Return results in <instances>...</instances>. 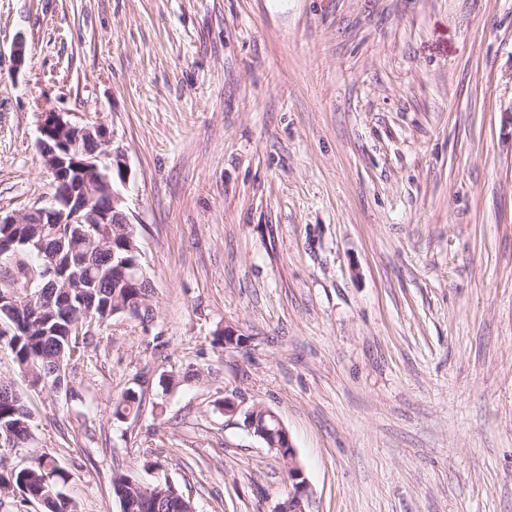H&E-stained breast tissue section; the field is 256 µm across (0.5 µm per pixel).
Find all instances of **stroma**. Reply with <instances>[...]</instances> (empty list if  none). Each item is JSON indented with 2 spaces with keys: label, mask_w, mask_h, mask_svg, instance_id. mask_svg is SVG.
<instances>
[{
  "label": "stroma",
  "mask_w": 512,
  "mask_h": 512,
  "mask_svg": "<svg viewBox=\"0 0 512 512\" xmlns=\"http://www.w3.org/2000/svg\"><path fill=\"white\" fill-rule=\"evenodd\" d=\"M45 112L123 148L154 319L66 389L0 344L33 413L7 467L52 452L79 512H121L117 471L275 512L260 405L306 512H512V0H0V211L53 191ZM141 404L142 396L136 390L129 388L115 403V415L121 419L136 418L140 413ZM254 410H255V414H254L253 418L247 422L246 426L250 430H252L256 436L264 437L265 433L261 429H258L256 432H254V429L257 427V420H256L257 413H258V411L262 410L263 413L266 415L264 417V423H265V427L267 428L266 433H267V438H268V440H266L265 438H262V440L267 445L268 448H270L271 450H274L276 452L277 448H272V442H274L275 440H277V442H280L278 425H277L276 421L273 420V418L276 419V416L272 415V417H273L272 418L270 415H268L269 412H267L261 406H254ZM278 424L279 430L285 435L288 441V448L290 449L285 457L282 456V453H278V455L288 465V471L295 470L296 472L293 479L294 487L288 491V497L278 504L275 512H305L304 500L308 495V483L297 462L298 459L296 452L290 442L288 431L280 420L278 421ZM298 480L301 481L298 482Z\"/></svg>",
  "instance_id": "obj_1"
}]
</instances>
